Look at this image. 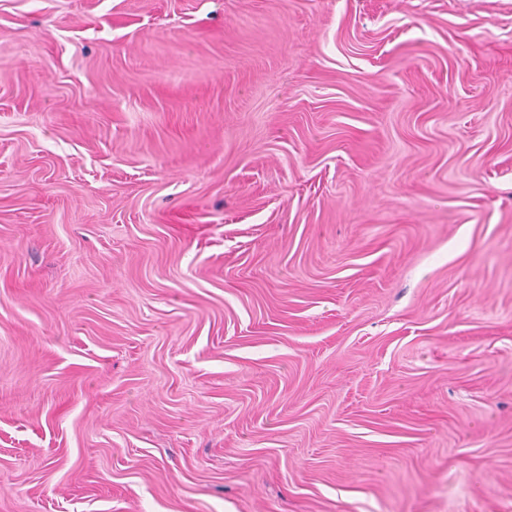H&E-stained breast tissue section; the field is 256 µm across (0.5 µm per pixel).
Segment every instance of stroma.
I'll list each match as a JSON object with an SVG mask.
<instances>
[{
	"mask_svg": "<svg viewBox=\"0 0 512 512\" xmlns=\"http://www.w3.org/2000/svg\"><path fill=\"white\" fill-rule=\"evenodd\" d=\"M0 512H512V0H0Z\"/></svg>",
	"mask_w": 512,
	"mask_h": 512,
	"instance_id": "stroma-1",
	"label": "stroma"
}]
</instances>
